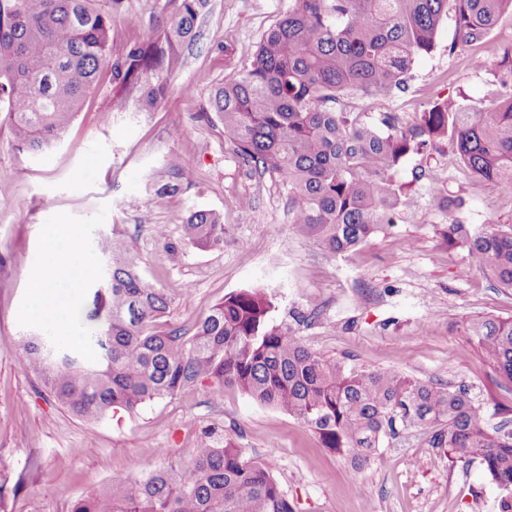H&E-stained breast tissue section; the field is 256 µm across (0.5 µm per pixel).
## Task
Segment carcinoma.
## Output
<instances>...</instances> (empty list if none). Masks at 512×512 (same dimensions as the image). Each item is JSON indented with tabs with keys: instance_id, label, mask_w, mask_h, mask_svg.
<instances>
[{
	"instance_id": "1",
	"label": "carcinoma",
	"mask_w": 512,
	"mask_h": 512,
	"mask_svg": "<svg viewBox=\"0 0 512 512\" xmlns=\"http://www.w3.org/2000/svg\"><path fill=\"white\" fill-rule=\"evenodd\" d=\"M0 0V112H7L21 151L51 149L73 122L102 70L134 90L152 111L167 77L182 63L180 48L197 36L206 0H181L156 37L112 58V14L123 0ZM455 43L478 47L512 0H290L261 36L252 68L230 73L210 99L224 136L259 176L288 198L291 224L334 255L389 231L405 204L397 181L402 160L448 138L460 162L496 189L512 192V45L497 62L489 109L457 100L432 102L410 123L383 113L378 130L343 107L348 97H388L404 88L414 59L431 53L448 10ZM195 178L177 155L151 173L158 196ZM434 198L459 206L439 175ZM182 241L205 248L224 240L210 210L190 212ZM448 244L467 248L472 264L512 288V230L471 232L448 225ZM109 284L96 289L85 320L90 336L64 343L44 327L17 336L31 372L62 407L88 423L112 409L134 410L207 383L220 404L237 388L309 427L322 447L357 470L384 439L413 428L430 448L476 459L512 512V419L489 425L464 387L433 386L392 369L346 370L303 343L297 328L276 322L260 289L224 297L188 332L167 323L171 298L140 272V258L121 236L104 239ZM468 336L501 379L512 384V317H474ZM270 460L254 461L219 427L203 429L187 465L171 462L139 479L115 475L70 512H294Z\"/></svg>"
}]
</instances>
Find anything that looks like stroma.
<instances>
[{"label":"stroma","mask_w":512,"mask_h":512,"mask_svg":"<svg viewBox=\"0 0 512 512\" xmlns=\"http://www.w3.org/2000/svg\"><path fill=\"white\" fill-rule=\"evenodd\" d=\"M179 4L123 0L112 19L113 54L155 37ZM287 9L288 0H207L199 35L182 46V66L154 111H140L135 93L115 91L103 73L51 151H18L9 115L0 112V496L9 512H68L73 500L114 475L137 478L170 460L187 462L195 432L211 425L247 457L275 455L274 476L294 512H499L500 491L479 461L427 447L416 430L385 440L375 460L356 471L288 414L236 389L212 404L200 383L90 424L43 392L18 351L17 336L31 322L30 283L47 273V237L63 223L77 230L90 257L111 232L132 241L146 280L172 297L175 325L192 327L225 295L259 288L272 295L276 321L307 314L298 331L310 349L350 369L392 368L423 382L465 386L490 424L503 419L512 390L461 325L470 317H512V289L476 269L465 248L449 246L447 231L454 223L512 229V197L473 176L442 141L405 158L397 180L408 202L392 232L334 256L298 234L285 195L254 174L225 138L210 96L227 73L250 69L261 35ZM130 14L137 26L127 24ZM506 44L508 18L482 46L487 67L470 69V49L455 44L454 22L445 19L435 50L415 59L406 92L352 105L373 125L393 110L411 121L436 99L482 109ZM172 153L193 167L195 179L160 197L150 174ZM436 173L463 198L461 207L434 199ZM198 209L220 216L223 243L184 245L181 220ZM155 224L167 225V244L155 241ZM162 448L169 457L159 456Z\"/></svg>","instance_id":"35a3bbf8"}]
</instances>
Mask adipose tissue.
I'll list each match as a JSON object with an SVG mask.
<instances>
[{
	"label": "adipose tissue",
	"mask_w": 512,
	"mask_h": 512,
	"mask_svg": "<svg viewBox=\"0 0 512 512\" xmlns=\"http://www.w3.org/2000/svg\"><path fill=\"white\" fill-rule=\"evenodd\" d=\"M48 276L35 279L32 284L31 313L39 319L59 325L67 324L73 313V304L61 285L69 289L82 288L92 271V262L84 256L77 234H70L65 247H47Z\"/></svg>",
	"instance_id": "ef3b65f1"
}]
</instances>
